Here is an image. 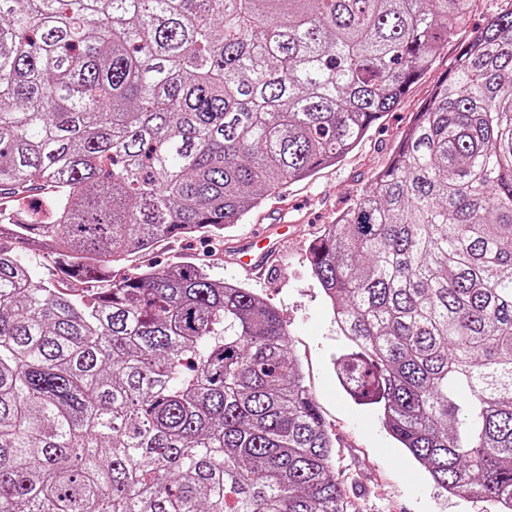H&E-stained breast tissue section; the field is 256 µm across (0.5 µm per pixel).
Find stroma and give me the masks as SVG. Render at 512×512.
I'll list each match as a JSON object with an SVG mask.
<instances>
[{
  "mask_svg": "<svg viewBox=\"0 0 512 512\" xmlns=\"http://www.w3.org/2000/svg\"><path fill=\"white\" fill-rule=\"evenodd\" d=\"M505 6V0H477L469 20L440 51L433 68L408 90L395 110L383 115L358 148L312 181L285 184L278 195L234 225L223 242L213 246L203 237L170 239L155 245L148 255L133 254L124 262L125 268L134 269L203 258L212 279L242 284L278 308L305 384L336 440V469L357 512L486 510L480 499L455 498L435 486L425 468L383 429L377 409L353 402L340 386L332 361L343 340L312 275L308 247L324 225L369 187L402 131L454 67L461 45ZM258 229L267 231L275 253L263 270L249 273L238 264V252L242 240Z\"/></svg>",
  "mask_w": 512,
  "mask_h": 512,
  "instance_id": "stroma-1",
  "label": "stroma"
}]
</instances>
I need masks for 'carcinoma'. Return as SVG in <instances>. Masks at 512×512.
Masks as SVG:
<instances>
[{
  "label": "carcinoma",
  "instance_id": "obj_1",
  "mask_svg": "<svg viewBox=\"0 0 512 512\" xmlns=\"http://www.w3.org/2000/svg\"><path fill=\"white\" fill-rule=\"evenodd\" d=\"M475 2L0 0V512H349L277 308L117 271L339 163ZM310 256L348 394L512 512V8Z\"/></svg>",
  "mask_w": 512,
  "mask_h": 512
}]
</instances>
